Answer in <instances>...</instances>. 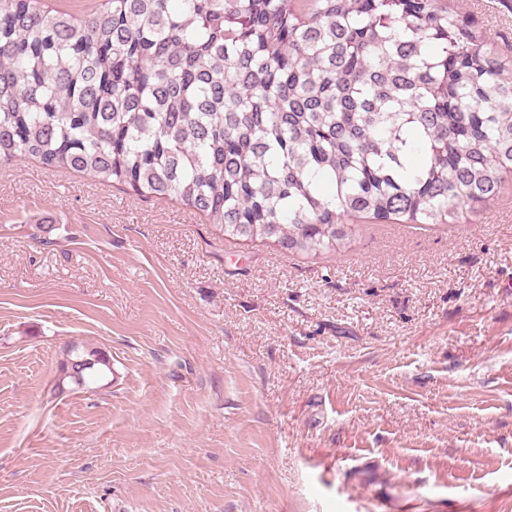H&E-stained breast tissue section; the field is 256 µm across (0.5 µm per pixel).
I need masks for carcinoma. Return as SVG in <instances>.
I'll use <instances>...</instances> for the list:
<instances>
[{
  "label": "carcinoma",
  "mask_w": 512,
  "mask_h": 512,
  "mask_svg": "<svg viewBox=\"0 0 512 512\" xmlns=\"http://www.w3.org/2000/svg\"><path fill=\"white\" fill-rule=\"evenodd\" d=\"M179 200L224 236L336 251L345 216L449 224L512 174V70L442 0H0V162ZM82 389L113 376L102 350ZM49 9L80 16L84 13L104 9L107 0H42Z\"/></svg>",
  "instance_id": "obj_1"
}]
</instances>
